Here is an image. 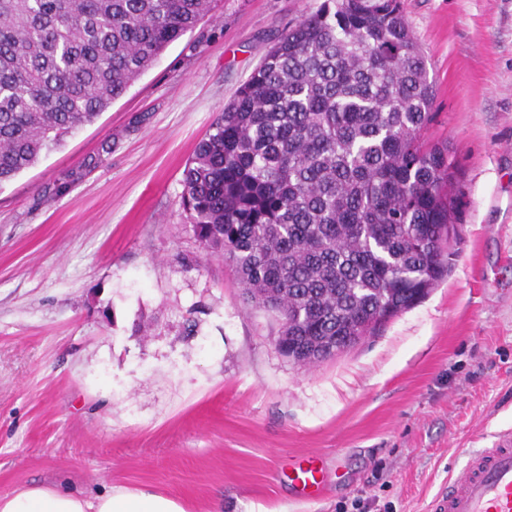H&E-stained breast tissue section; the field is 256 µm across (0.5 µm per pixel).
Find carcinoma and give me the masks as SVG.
I'll return each instance as SVG.
<instances>
[{"label":"carcinoma","instance_id":"carcinoma-1","mask_svg":"<svg viewBox=\"0 0 512 512\" xmlns=\"http://www.w3.org/2000/svg\"><path fill=\"white\" fill-rule=\"evenodd\" d=\"M213 0H0V185L92 123ZM434 91L400 0H324L285 29L184 173L200 248L279 322L294 362L373 336L452 269L463 206L453 148L429 142ZM34 198L65 194L110 152Z\"/></svg>","mask_w":512,"mask_h":512}]
</instances>
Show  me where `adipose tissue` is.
Returning a JSON list of instances; mask_svg holds the SVG:
<instances>
[{
	"label": "adipose tissue",
	"instance_id": "1",
	"mask_svg": "<svg viewBox=\"0 0 512 512\" xmlns=\"http://www.w3.org/2000/svg\"><path fill=\"white\" fill-rule=\"evenodd\" d=\"M0 512H186L174 499L145 490L108 489L87 495L54 484L0 496Z\"/></svg>",
	"mask_w": 512,
	"mask_h": 512
}]
</instances>
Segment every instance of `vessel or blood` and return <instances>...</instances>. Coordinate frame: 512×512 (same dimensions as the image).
<instances>
[{"instance_id":"vessel-or-blood-1","label":"vessel or blood","mask_w":512,"mask_h":512,"mask_svg":"<svg viewBox=\"0 0 512 512\" xmlns=\"http://www.w3.org/2000/svg\"><path fill=\"white\" fill-rule=\"evenodd\" d=\"M291 484L299 497L314 498L324 476L314 459L291 460ZM433 512H512V431L495 436L491 448L473 457L448 483L446 495L431 502Z\"/></svg>"}]
</instances>
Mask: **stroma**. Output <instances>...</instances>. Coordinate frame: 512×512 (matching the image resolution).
I'll return each mask as SVG.
<instances>
[{"mask_svg":"<svg viewBox=\"0 0 512 512\" xmlns=\"http://www.w3.org/2000/svg\"><path fill=\"white\" fill-rule=\"evenodd\" d=\"M322 0H218L91 124L0 185V494L66 480L188 512H430L512 429V0H401L467 205L448 279L311 367L203 254L184 170L217 112ZM51 204L38 189L104 140ZM315 457L317 498L288 464Z\"/></svg>","mask_w":512,"mask_h":512,"instance_id":"35a3bbf8","label":"stroma"}]
</instances>
